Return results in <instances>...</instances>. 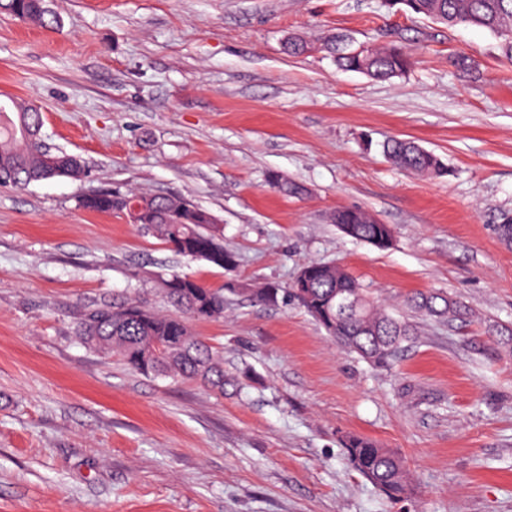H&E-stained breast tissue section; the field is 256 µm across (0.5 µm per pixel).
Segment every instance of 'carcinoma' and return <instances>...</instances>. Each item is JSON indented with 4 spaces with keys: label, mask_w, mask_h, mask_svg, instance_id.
<instances>
[{
    "label": "carcinoma",
    "mask_w": 512,
    "mask_h": 512,
    "mask_svg": "<svg viewBox=\"0 0 512 512\" xmlns=\"http://www.w3.org/2000/svg\"><path fill=\"white\" fill-rule=\"evenodd\" d=\"M384 5H400L409 14L450 27L486 29L501 38L505 54L512 55V0H385ZM0 10L22 21L58 24L46 0H0ZM337 62L347 71L389 79L407 71L412 55L407 48L393 44L383 49L367 47L358 54L342 53ZM42 126V113L34 105L16 100L9 108L0 105V186L25 188L54 178L81 181L88 177L76 156L42 149ZM382 148L385 156L404 169L435 177L446 173L440 156L413 141L389 139ZM268 184L286 196L303 192L300 185L279 174L270 175ZM80 206L89 212L125 215L134 207L135 224L174 253L226 271L238 265L236 254L224 248V236L214 216L180 196L93 192L81 198ZM333 221L345 235L379 248L385 247L382 240L392 237L389 225L375 222L362 209H338ZM157 283L173 312L156 311L137 299L119 305L100 303L78 322L81 343L103 354L116 353L143 374L193 381L222 394L228 383L224 351L194 335L188 320L223 317L231 295H247L251 302L265 305L289 297L342 347L382 369L394 363L402 342L411 335L410 325L387 314L347 270L324 262L306 264L303 276L285 288L269 283L253 288L235 283L213 288L177 273L159 275ZM338 291L346 295L348 307L344 309L336 305ZM407 305L428 316L467 315L466 308L440 292L417 293L407 299ZM344 448L353 468L365 479L385 486L386 495L393 500L405 497L409 481L404 462L394 451L358 435L347 436Z\"/></svg>",
    "instance_id": "obj_1"
}]
</instances>
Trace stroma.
<instances>
[{
  "instance_id": "35a3bbf8",
  "label": "stroma",
  "mask_w": 512,
  "mask_h": 512,
  "mask_svg": "<svg viewBox=\"0 0 512 512\" xmlns=\"http://www.w3.org/2000/svg\"><path fill=\"white\" fill-rule=\"evenodd\" d=\"M58 25L0 12V99L37 106L41 139L88 177L0 188V512H512V60L491 32L382 0H48ZM311 40L289 56L288 38ZM410 47L404 75L339 68L323 48ZM472 59L471 70L454 60ZM411 139L448 172L393 165ZM277 173L303 185L286 197ZM91 191L183 197L209 211L234 272L176 255ZM339 208L390 225L380 249ZM344 267L418 328L390 369L342 349L296 302L238 296L190 329L230 384L147 376L80 343L100 301L171 306L155 272L287 286ZM440 291L464 319L405 304ZM358 434L412 479L388 499L343 449ZM333 221L346 236L379 248L390 244H383V239H392L391 227L376 223L374 217L362 209H337L333 214Z\"/></svg>"
}]
</instances>
